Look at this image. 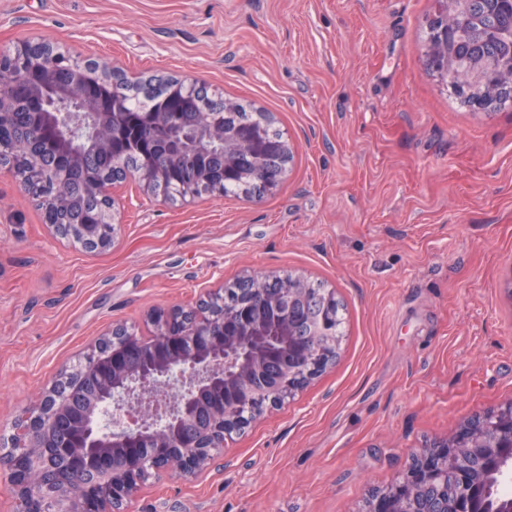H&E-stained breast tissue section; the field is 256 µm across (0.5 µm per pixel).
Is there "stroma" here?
Instances as JSON below:
<instances>
[{"instance_id": "35a3bbf8", "label": "stroma", "mask_w": 512, "mask_h": 512, "mask_svg": "<svg viewBox=\"0 0 512 512\" xmlns=\"http://www.w3.org/2000/svg\"><path fill=\"white\" fill-rule=\"evenodd\" d=\"M434 0H0V48L44 37L128 78L174 75L268 112L292 160L259 201L114 194L88 253L0 173V438L121 323L250 273L345 305L335 363L195 475L130 512H365L413 450L512 402V107L454 102L426 69Z\"/></svg>"}]
</instances>
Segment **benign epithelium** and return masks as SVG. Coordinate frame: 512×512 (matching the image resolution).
<instances>
[{"mask_svg": "<svg viewBox=\"0 0 512 512\" xmlns=\"http://www.w3.org/2000/svg\"><path fill=\"white\" fill-rule=\"evenodd\" d=\"M29 55L31 66L24 75L33 91L26 96L27 110L60 137V149L74 166L88 164L98 153L120 160L123 144L112 127V107L97 88L112 82L117 70L108 64L88 61L72 67L69 79H59L54 61L64 50L51 41L16 45ZM15 76L0 66V125L9 120L15 100L6 90ZM190 131L196 143L174 145L178 152L201 153L211 141L224 144V181L234 182L242 168L263 170L270 155L261 131L226 136L207 124ZM131 174H113L106 183H94L90 194L113 202L110 189ZM69 199L59 195L45 223L55 236H64L67 225L57 214L67 209ZM248 299L220 317L204 316L201 310L176 305L151 312L154 358L144 364L139 357L142 340L115 324L100 345L88 353L85 371L96 377L94 392L77 394L67 406L42 397L38 406L19 418L15 428L24 451L0 457V472L6 473L22 512H125L116 508L132 498L142 478V461L133 451L145 436L155 448L156 470L177 469L194 474L213 457L211 439L220 433L228 439L241 432L278 402L283 389L288 394L334 364L336 337H326L327 346L314 336L296 333L299 321L288 324L291 337L288 363H276L277 351L260 335L262 323L256 314L277 308L262 288L265 276H246ZM192 337L190 355L184 340ZM72 414L63 429L80 435L86 449L71 454L69 448H51L44 434L64 408ZM491 434L466 428L452 440L414 452L406 468L412 489L428 487L442 478L460 486L449 512H483L490 477L503 472L512 460V403L494 412ZM180 452L173 453L171 449ZM398 505L388 491L373 494L367 512H396Z\"/></svg>", "mask_w": 512, "mask_h": 512, "instance_id": "7a95c632", "label": "benign epithelium"}]
</instances>
